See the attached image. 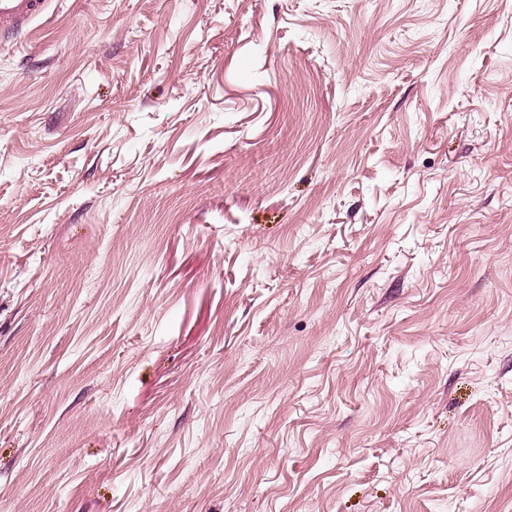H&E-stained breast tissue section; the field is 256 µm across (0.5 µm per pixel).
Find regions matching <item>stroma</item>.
Masks as SVG:
<instances>
[{
	"instance_id": "35a3bbf8",
	"label": "stroma",
	"mask_w": 512,
	"mask_h": 512,
	"mask_svg": "<svg viewBox=\"0 0 512 512\" xmlns=\"http://www.w3.org/2000/svg\"><path fill=\"white\" fill-rule=\"evenodd\" d=\"M0 512H512V0L0 34Z\"/></svg>"
}]
</instances>
